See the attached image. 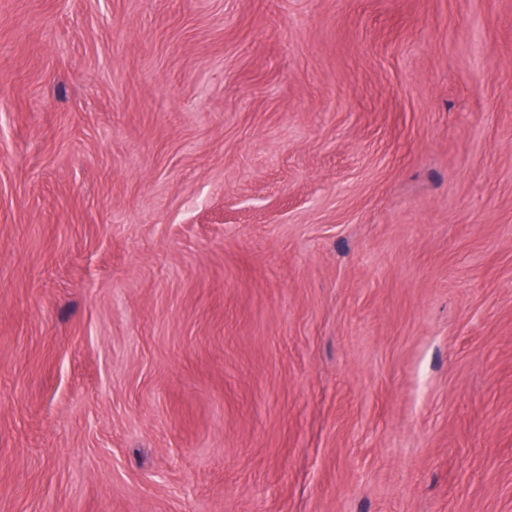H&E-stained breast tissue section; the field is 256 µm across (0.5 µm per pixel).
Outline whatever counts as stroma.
<instances>
[{
  "label": "stroma",
  "instance_id": "35a3bbf8",
  "mask_svg": "<svg viewBox=\"0 0 512 512\" xmlns=\"http://www.w3.org/2000/svg\"><path fill=\"white\" fill-rule=\"evenodd\" d=\"M0 512H512V0H0Z\"/></svg>",
  "mask_w": 512,
  "mask_h": 512
}]
</instances>
